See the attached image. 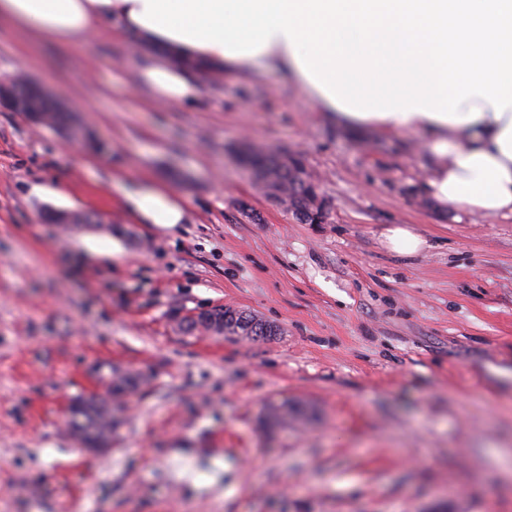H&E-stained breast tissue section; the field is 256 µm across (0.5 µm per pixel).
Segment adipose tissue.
<instances>
[{
    "mask_svg": "<svg viewBox=\"0 0 512 512\" xmlns=\"http://www.w3.org/2000/svg\"><path fill=\"white\" fill-rule=\"evenodd\" d=\"M83 43L106 23L157 49L141 81L161 102L201 95L193 66L276 71L328 119L426 144L429 199L512 219V0H0V23ZM165 229L186 206L148 178L120 185Z\"/></svg>",
    "mask_w": 512,
    "mask_h": 512,
    "instance_id": "adipose-tissue-1",
    "label": "adipose tissue"
}]
</instances>
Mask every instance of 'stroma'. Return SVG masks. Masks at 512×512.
I'll return each mask as SVG.
<instances>
[{
    "label": "stroma",
    "instance_id": "obj_1",
    "mask_svg": "<svg viewBox=\"0 0 512 512\" xmlns=\"http://www.w3.org/2000/svg\"><path fill=\"white\" fill-rule=\"evenodd\" d=\"M133 43L0 25V81L28 75L108 145L0 111V512H512V219L438 209L417 138L336 125L278 73L160 103ZM246 144L300 156L327 223L264 195ZM137 178L186 223L140 222L116 189ZM397 224L428 248L390 252ZM220 306L276 336L175 327ZM115 368L147 382L111 447L82 448L69 405ZM286 400L311 416L266 428Z\"/></svg>",
    "mask_w": 512,
    "mask_h": 512
}]
</instances>
